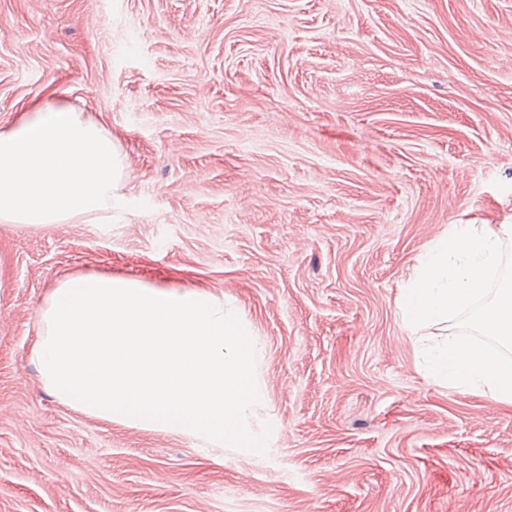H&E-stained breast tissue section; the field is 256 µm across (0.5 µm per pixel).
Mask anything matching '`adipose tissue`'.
Instances as JSON below:
<instances>
[{
	"label": "adipose tissue",
	"instance_id": "1",
	"mask_svg": "<svg viewBox=\"0 0 512 512\" xmlns=\"http://www.w3.org/2000/svg\"><path fill=\"white\" fill-rule=\"evenodd\" d=\"M111 135L51 91L0 129V223L49 226L125 205Z\"/></svg>",
	"mask_w": 512,
	"mask_h": 512
}]
</instances>
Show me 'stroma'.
Returning a JSON list of instances; mask_svg holds the SVG:
<instances>
[{
	"mask_svg": "<svg viewBox=\"0 0 512 512\" xmlns=\"http://www.w3.org/2000/svg\"><path fill=\"white\" fill-rule=\"evenodd\" d=\"M52 88L128 204L0 223V512H512V407L427 377L396 305L448 225L512 220V0H0V127ZM77 272L235 308L271 452L47 390L39 309Z\"/></svg>",
	"mask_w": 512,
	"mask_h": 512,
	"instance_id": "obj_1",
	"label": "stroma"
}]
</instances>
